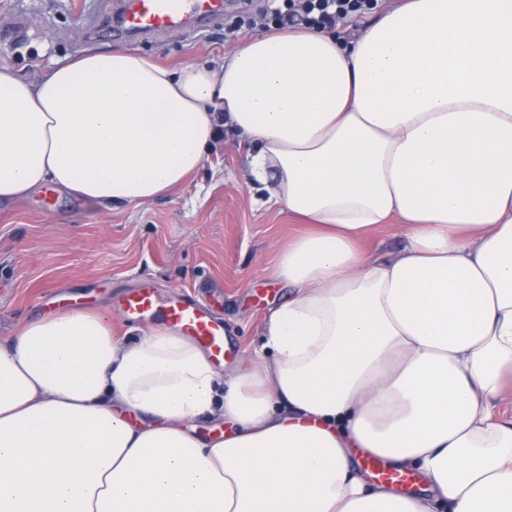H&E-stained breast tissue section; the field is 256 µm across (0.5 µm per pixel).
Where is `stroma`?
I'll list each match as a JSON object with an SVG mask.
<instances>
[{"label": "stroma", "mask_w": 512, "mask_h": 512, "mask_svg": "<svg viewBox=\"0 0 512 512\" xmlns=\"http://www.w3.org/2000/svg\"><path fill=\"white\" fill-rule=\"evenodd\" d=\"M115 0H0V67L34 79L54 63L128 49L175 68L216 63L237 39L261 33L251 19L265 0H231L219 20L149 35L112 34ZM233 131L181 188L136 204L85 202L53 189L0 205V343L47 314L58 291L129 326L116 301L150 283L161 303L191 300L222 321L238 369L262 341L266 313L288 295L271 275L277 253L303 224L261 205Z\"/></svg>", "instance_id": "obj_1"}]
</instances>
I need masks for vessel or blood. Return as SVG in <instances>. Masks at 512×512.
<instances>
[{"mask_svg":"<svg viewBox=\"0 0 512 512\" xmlns=\"http://www.w3.org/2000/svg\"><path fill=\"white\" fill-rule=\"evenodd\" d=\"M223 8L224 0H127L121 23L134 31L168 32L180 28L189 17L205 19L222 12ZM119 311L128 323L152 319L178 329L198 344L214 364H221L231 354L223 325L197 303L164 305L159 303L154 290L145 286L126 294ZM364 461L384 483L403 488L414 481L413 475L389 468L381 458L368 455Z\"/></svg>","mask_w":512,"mask_h":512,"instance_id":"obj_1","label":"vessel or blood"}]
</instances>
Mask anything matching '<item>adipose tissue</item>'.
<instances>
[{
	"mask_svg": "<svg viewBox=\"0 0 512 512\" xmlns=\"http://www.w3.org/2000/svg\"><path fill=\"white\" fill-rule=\"evenodd\" d=\"M310 222L246 369L71 307L0 345V512H512V0H405L351 40L291 28L222 64L129 50L0 67V202L141 205L221 128ZM401 224L407 244L362 247ZM227 418L205 440L193 420ZM419 471L368 485L351 449Z\"/></svg>",
	"mask_w": 512,
	"mask_h": 512,
	"instance_id": "obj_1",
	"label": "adipose tissue"
}]
</instances>
